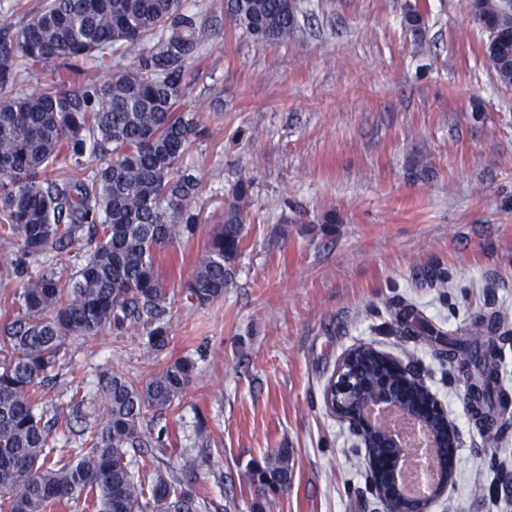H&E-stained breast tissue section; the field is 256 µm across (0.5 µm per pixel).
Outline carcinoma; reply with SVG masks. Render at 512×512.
<instances>
[{"instance_id":"carcinoma-1","label":"carcinoma","mask_w":512,"mask_h":512,"mask_svg":"<svg viewBox=\"0 0 512 512\" xmlns=\"http://www.w3.org/2000/svg\"><path fill=\"white\" fill-rule=\"evenodd\" d=\"M482 27L512 33L509 0H466ZM235 27L261 42L281 43L298 27L296 0H226ZM157 43L149 48L146 42ZM197 15L184 0H44L26 16L15 40L0 41V239L16 259L0 267V512H46L55 505L94 512H205L195 490L197 457L176 468L166 459L165 428L146 422L149 409L174 407L196 381L195 363L180 358L144 381L108 366L97 372L93 402L77 388L69 413L42 396L74 342L107 329L148 328L147 344L170 343L163 316L167 288L157 255L195 233L200 180L183 161L203 115L180 110L181 68L199 57ZM131 63L100 83L94 72ZM503 85H512V40L485 43ZM37 69L49 87L16 94ZM99 165L86 171L85 158ZM251 181L236 185L224 217L209 234L187 282L207 305L232 284L244 245ZM76 246L85 261L63 276L53 253ZM38 264L42 271L29 268ZM449 357L487 394L490 359ZM357 376L370 394L383 360L371 348L355 355ZM67 433L66 447L53 433ZM291 453L275 448L249 464L263 500L288 490Z\"/></svg>"}]
</instances>
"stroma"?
I'll list each match as a JSON object with an SVG mask.
<instances>
[{
	"instance_id": "1",
	"label": "stroma",
	"mask_w": 512,
	"mask_h": 512,
	"mask_svg": "<svg viewBox=\"0 0 512 512\" xmlns=\"http://www.w3.org/2000/svg\"><path fill=\"white\" fill-rule=\"evenodd\" d=\"M298 2L296 37L269 45L224 0H184L202 51L182 70L183 101L207 122L185 158L199 224L158 257L171 341L155 352L145 330L104 331L70 348L43 395L63 406L77 387L95 396L98 369L142 381L191 358L195 383L154 425L174 466L197 431L211 437L197 472L211 512H254L248 465L275 448L290 449L293 481L269 512H382L357 438L324 402L341 357L367 344L411 356L456 425L457 473L431 512H512V86L465 0ZM244 177L233 282L197 305L186 283ZM478 324L495 327L501 353L506 413L490 428L445 355L451 339L482 354Z\"/></svg>"
}]
</instances>
